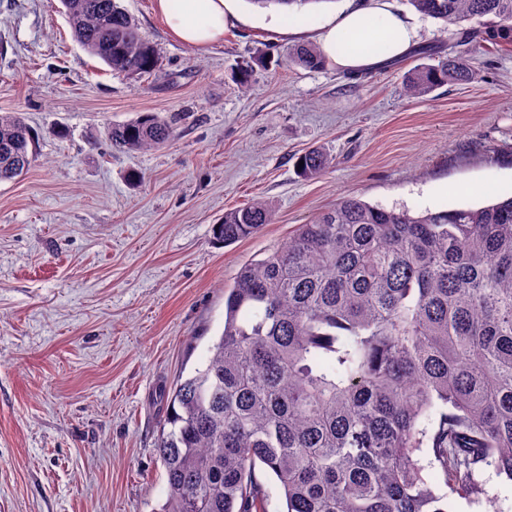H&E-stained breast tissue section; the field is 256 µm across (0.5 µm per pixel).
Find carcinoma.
Listing matches in <instances>:
<instances>
[{
    "mask_svg": "<svg viewBox=\"0 0 512 512\" xmlns=\"http://www.w3.org/2000/svg\"><path fill=\"white\" fill-rule=\"evenodd\" d=\"M259 8L323 0H248ZM75 40L111 71L140 78L159 57L121 0H60ZM443 32L512 45V0H410ZM290 62L318 69V46ZM476 79L451 52L408 74L406 91ZM155 112L107 128L110 147L166 145ZM34 137L19 112L0 113V183L23 176ZM299 176L329 165L319 149ZM265 201L224 212L230 244L272 222ZM205 365L167 395L156 448L167 499L159 512H450L423 475L462 496L485 466L512 480V195L477 208L412 215L347 198L244 265L224 299V327Z\"/></svg>",
    "mask_w": 512,
    "mask_h": 512,
    "instance_id": "1",
    "label": "carcinoma"
}]
</instances>
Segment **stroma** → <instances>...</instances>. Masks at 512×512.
Returning a JSON list of instances; mask_svg holds the SVG:
<instances>
[{
  "label": "stroma",
  "mask_w": 512,
  "mask_h": 512,
  "mask_svg": "<svg viewBox=\"0 0 512 512\" xmlns=\"http://www.w3.org/2000/svg\"><path fill=\"white\" fill-rule=\"evenodd\" d=\"M346 0L277 7L237 0L223 41L171 35L155 0H122L161 66L116 74L72 36L59 0H0V112L24 113L37 157L0 183V512H159L164 391L205 363L241 267L342 199L419 214L512 194V47L442 32L408 0L419 48L357 74L289 63ZM467 51L474 82L406 96L404 77ZM255 65L247 85L235 73ZM174 120L151 151H111L108 126ZM319 148L321 176L294 156ZM255 199L274 218L225 246L212 226ZM452 512H512V481Z\"/></svg>",
  "instance_id": "obj_1"
}]
</instances>
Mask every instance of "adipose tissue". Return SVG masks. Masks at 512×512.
<instances>
[{
    "label": "adipose tissue",
    "instance_id": "adipose-tissue-1",
    "mask_svg": "<svg viewBox=\"0 0 512 512\" xmlns=\"http://www.w3.org/2000/svg\"><path fill=\"white\" fill-rule=\"evenodd\" d=\"M236 0H157V10L174 37L192 47L224 38ZM414 24L391 0H361L320 26L319 44L328 60L343 70H369L407 54L417 43Z\"/></svg>",
    "mask_w": 512,
    "mask_h": 512
}]
</instances>
